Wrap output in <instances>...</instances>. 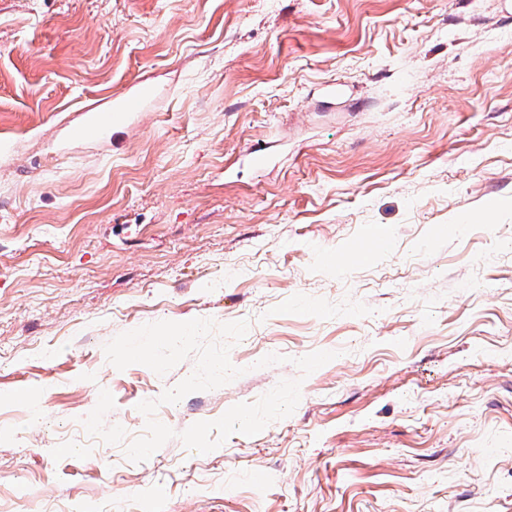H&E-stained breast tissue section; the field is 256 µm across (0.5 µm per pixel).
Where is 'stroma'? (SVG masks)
Returning <instances> with one entry per match:
<instances>
[{"mask_svg": "<svg viewBox=\"0 0 512 512\" xmlns=\"http://www.w3.org/2000/svg\"><path fill=\"white\" fill-rule=\"evenodd\" d=\"M196 318L244 373L131 462L195 360L104 348ZM0 512H512V0H0Z\"/></svg>", "mask_w": 512, "mask_h": 512, "instance_id": "1", "label": "stroma"}]
</instances>
